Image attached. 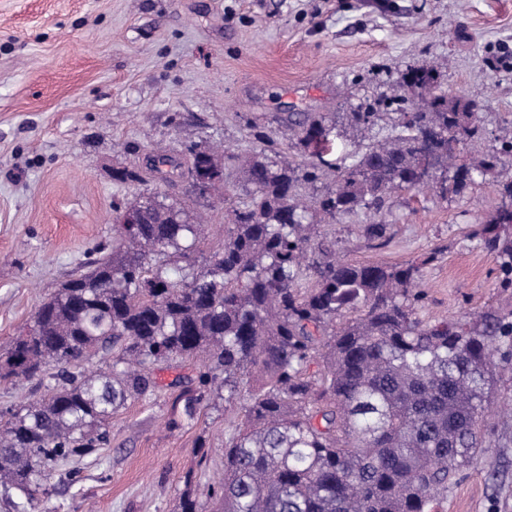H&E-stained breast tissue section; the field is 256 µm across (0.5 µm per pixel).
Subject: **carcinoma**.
Here are the masks:
<instances>
[{
  "label": "carcinoma",
  "instance_id": "cac0c4a2",
  "mask_svg": "<svg viewBox=\"0 0 512 512\" xmlns=\"http://www.w3.org/2000/svg\"><path fill=\"white\" fill-rule=\"evenodd\" d=\"M437 71L411 68L414 96L389 138L348 167L310 152L298 164L257 152L239 168L246 198L224 174L231 221L201 269L190 264L201 225L166 200L142 224H113L112 242L35 310L26 333L0 358V382L47 375L49 394L0 412V481L15 512H33L51 480L82 481V462L110 444L107 420L128 398L150 400L164 363L201 359L168 424L195 420L224 398L238 423L224 438V474L208 484L211 512H438L480 454L500 373L512 369V308L425 322L414 291L422 264L350 263L319 223L365 209L417 177L443 197L465 194L474 173L495 172L512 141L456 164L448 140L475 137L478 102L435 95ZM297 144L331 142L325 116L286 118ZM433 141L423 157L413 142ZM333 173L331 188L302 206V188ZM486 221L484 245L512 288V179ZM189 262L170 276V254ZM111 358L97 376L84 365Z\"/></svg>",
  "mask_w": 512,
  "mask_h": 512
}]
</instances>
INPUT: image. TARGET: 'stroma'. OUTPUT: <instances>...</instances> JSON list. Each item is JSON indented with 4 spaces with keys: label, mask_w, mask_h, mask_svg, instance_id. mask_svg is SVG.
Segmentation results:
<instances>
[{
    "label": "stroma",
    "mask_w": 512,
    "mask_h": 512,
    "mask_svg": "<svg viewBox=\"0 0 512 512\" xmlns=\"http://www.w3.org/2000/svg\"><path fill=\"white\" fill-rule=\"evenodd\" d=\"M433 67L442 90L479 103L478 140L461 155L512 140V0H0V355L37 306L112 239L116 208L154 195L180 204L204 237L196 266L222 240L224 194L147 174L149 155L186 162L190 150L246 157L309 155L285 119L319 112L335 124L337 165L384 140L402 73ZM369 107L375 125L347 117ZM136 179H119V169ZM498 177H476L462 197L396 191L382 218L386 242L367 241L364 212L323 232L337 256L401 264L437 252L422 270L421 318H460L511 298L480 230L496 209ZM157 398L113 414L111 443L74 488L56 485L39 512H178L187 477L224 461L223 404L169 429L176 377ZM439 512H512V428L461 477Z\"/></svg>",
    "instance_id": "35a3bbf8"
}]
</instances>
